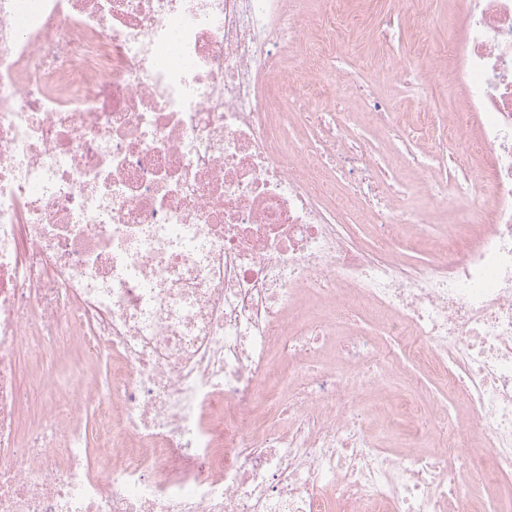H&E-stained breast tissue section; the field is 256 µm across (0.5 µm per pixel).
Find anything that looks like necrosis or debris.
<instances>
[{
	"mask_svg": "<svg viewBox=\"0 0 512 512\" xmlns=\"http://www.w3.org/2000/svg\"><path fill=\"white\" fill-rule=\"evenodd\" d=\"M337 3L0 0V512H512L461 485L512 478V0L451 40L492 209L405 160L434 233L355 130L457 118L352 111Z\"/></svg>",
	"mask_w": 512,
	"mask_h": 512,
	"instance_id": "4bbe7bcc",
	"label": "necrosis or debris"
}]
</instances>
